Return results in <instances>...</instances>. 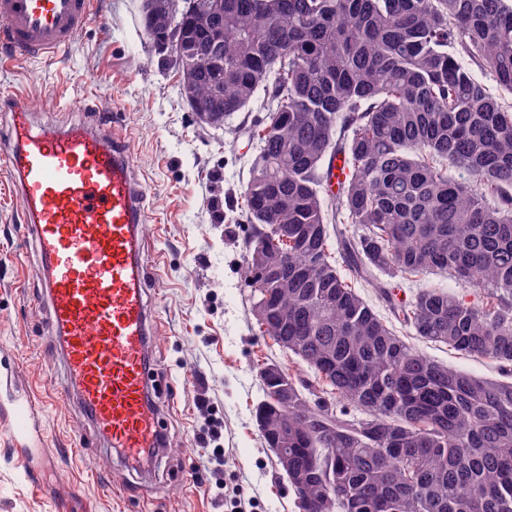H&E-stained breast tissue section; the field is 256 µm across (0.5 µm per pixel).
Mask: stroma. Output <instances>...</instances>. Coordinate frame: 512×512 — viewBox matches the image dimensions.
Instances as JSON below:
<instances>
[{"mask_svg":"<svg viewBox=\"0 0 512 512\" xmlns=\"http://www.w3.org/2000/svg\"><path fill=\"white\" fill-rule=\"evenodd\" d=\"M143 0H97L88 26L52 60L0 61V100L21 94L38 124L120 127L146 193L143 286L156 321L151 392L170 446L151 467L110 451L77 404L43 412L54 470L29 480L0 441V512H299L255 421L260 369L307 365L263 336L243 275L251 236L241 194L262 98L224 126L200 122L171 54L144 31ZM47 394L64 375L34 236L0 166V365ZM219 429L211 447L199 438ZM223 464L211 463L213 453Z\"/></svg>","mask_w":512,"mask_h":512,"instance_id":"35a3bbf8","label":"stroma"}]
</instances>
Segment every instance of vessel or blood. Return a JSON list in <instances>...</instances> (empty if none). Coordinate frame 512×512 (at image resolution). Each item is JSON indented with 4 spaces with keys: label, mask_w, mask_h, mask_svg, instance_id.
Returning <instances> with one entry per match:
<instances>
[{
    "label": "vessel or blood",
    "mask_w": 512,
    "mask_h": 512,
    "mask_svg": "<svg viewBox=\"0 0 512 512\" xmlns=\"http://www.w3.org/2000/svg\"><path fill=\"white\" fill-rule=\"evenodd\" d=\"M95 0H0L5 58L51 59L79 35ZM9 169L23 219L41 255L51 325L65 374L52 397L76 401L107 447L162 452L169 442L148 407V355L155 320L145 300V192L125 137L74 124L37 126L12 97ZM40 409L30 392L0 374V438L26 454Z\"/></svg>",
    "instance_id": "b4317fda"
}]
</instances>
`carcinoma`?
<instances>
[{"instance_id":"obj_1","label":"carcinoma","mask_w":512,"mask_h":512,"mask_svg":"<svg viewBox=\"0 0 512 512\" xmlns=\"http://www.w3.org/2000/svg\"><path fill=\"white\" fill-rule=\"evenodd\" d=\"M152 40L206 49L175 7ZM215 64L194 93L233 116L264 91L243 192L262 334L311 369L288 404V481L300 512H512V5L506 0H224ZM480 60L497 92L460 61ZM343 167L326 187L333 160ZM465 171L469 181L456 179ZM288 234V247L280 235ZM444 272L463 294L396 285ZM376 288L383 319L357 291ZM489 359L498 379L449 368L405 340Z\"/></svg>"}]
</instances>
